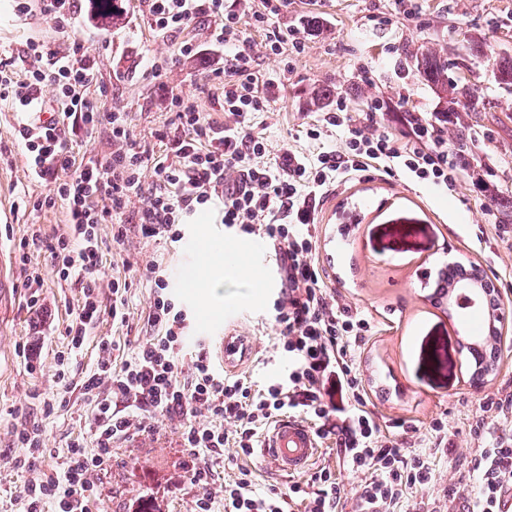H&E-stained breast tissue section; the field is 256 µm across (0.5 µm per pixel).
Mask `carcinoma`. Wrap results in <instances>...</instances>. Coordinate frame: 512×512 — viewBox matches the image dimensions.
<instances>
[{
    "label": "carcinoma",
    "instance_id": "1",
    "mask_svg": "<svg viewBox=\"0 0 512 512\" xmlns=\"http://www.w3.org/2000/svg\"><path fill=\"white\" fill-rule=\"evenodd\" d=\"M100 16L112 21L116 27L123 23L124 8L121 0H98ZM416 70L424 81L437 91L449 112H476L480 105L477 89L463 82L448 79V60L439 52L428 49L415 54ZM496 80L512 84V57L506 55L496 63Z\"/></svg>",
    "mask_w": 512,
    "mask_h": 512
}]
</instances>
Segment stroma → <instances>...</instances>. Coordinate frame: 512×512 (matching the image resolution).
I'll return each instance as SVG.
<instances>
[{"mask_svg": "<svg viewBox=\"0 0 512 512\" xmlns=\"http://www.w3.org/2000/svg\"><path fill=\"white\" fill-rule=\"evenodd\" d=\"M381 16L386 24H378ZM274 21L284 29H303L306 41L301 54L274 55L261 51V33L247 32L260 49L256 83L276 95L271 111L253 118V128L265 134L271 154L285 147L309 155L318 152L319 141L306 136L317 117L308 101L324 90L331 98H343L357 123L372 98L386 103L383 124L392 130L400 128L406 112L435 116L442 109L438 95L419 76L412 59L423 46L447 56L451 78L477 85L482 92V111L462 113L460 126L448 129L449 144L460 147L467 162L456 191L413 184L400 171L390 177L369 172L359 181L332 188L318 208L316 259L329 287L340 299L366 310L378 325L360 359L371 409L381 424L402 422L422 436L434 420L448 424L455 451L436 459V485L418 494L422 512L436 505L444 510L449 497L475 487L472 427L480 403L512 387L510 356L484 388H470L458 333L461 317L447 306L432 304L439 274L459 262L480 265L512 307V87L498 84L494 76L497 58L512 55V0H420L412 16L396 11L394 0H331L327 5L322 0H288ZM76 35L99 57L107 106L128 113L138 140H152L168 118L173 90L195 95L203 112L223 119L217 92L205 81L212 56L175 58L173 39L153 33L140 0H129L121 27L84 24ZM30 37L60 50L72 38L45 18L13 17L7 0H0V44L18 54ZM154 56L174 60L160 80L142 67ZM21 118L11 107H0V249L8 253L30 226L40 227L46 237L65 228L64 208H33L48 188L28 176L25 149L17 136ZM481 181L486 191L478 190ZM489 208L498 226L486 224ZM194 229V224L185 225L183 240L172 245L145 242L134 231L118 244L111 225H99L103 282L120 278L130 285L127 321L113 324L108 313L112 295L103 291V312L70 362L73 379L96 364L100 339L125 344L130 351L145 341L153 285L143 271L156 259L168 267V289L186 309L192 333L246 337L252 352L236 364V372L259 380L282 374L285 361L273 346L277 329L272 304L279 278L272 254L255 252L256 238L241 229L209 225L210 233L222 235L242 264L267 282L255 288L247 280L226 279L223 304L210 307L204 289L185 280L200 249ZM29 267L43 278L39 307L28 306L26 290L19 285L0 304V512L25 508L22 490L30 475L12 464L14 428L39 424L47 450L39 468L47 473L59 467L68 444L92 436L88 400L77 390L62 397L54 377V356L68 346L70 312L82 293L51 273L45 251H31ZM179 431V419H162L153 432L116 444L111 461L96 478L90 512H134L147 499L155 512H193L200 491L192 480L197 462L182 448Z\"/></svg>", "mask_w": 512, "mask_h": 512, "instance_id": "1", "label": "stroma"}]
</instances>
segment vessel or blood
Here are the masks:
<instances>
[{
    "instance_id": "1",
    "label": "vessel or blood",
    "mask_w": 512,
    "mask_h": 512,
    "mask_svg": "<svg viewBox=\"0 0 512 512\" xmlns=\"http://www.w3.org/2000/svg\"><path fill=\"white\" fill-rule=\"evenodd\" d=\"M318 441L311 428L295 418H281L261 439V454L281 471L297 474L312 462Z\"/></svg>"
}]
</instances>
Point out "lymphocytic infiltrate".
I'll return each instance as SVG.
<instances>
[{"mask_svg":"<svg viewBox=\"0 0 512 512\" xmlns=\"http://www.w3.org/2000/svg\"><path fill=\"white\" fill-rule=\"evenodd\" d=\"M10 2L16 17L37 13L63 32L74 29L81 14L79 0ZM287 2L263 0L257 10L252 0H141L149 26L174 40L177 56L193 58L209 48L223 54L209 76L222 88L223 120L200 111L193 97L174 93L168 103L172 118L151 143L135 139L127 113L104 109L93 96L101 85L99 62L83 41L59 50L32 40L22 55L0 52V103L22 113L18 135L28 174L51 188L33 208L60 203L66 211L64 233L45 238L32 230L17 243L15 257L24 266L30 248L44 249L58 279L80 284L82 302L67 328L72 351L82 348L101 313L98 227L111 225L113 241L121 242L127 235L124 211L137 195L142 239L180 242L185 218L213 207L226 227H241L266 243L280 280L273 302L277 347L288 361L281 377L259 385L245 374L217 371L205 344L187 352L186 315L167 291V268L151 261L145 267L154 285L150 338L121 360L120 343L100 340L98 363L82 379L93 405V448L74 441L59 469L47 474L37 469L43 456L39 430L15 434L14 465L32 474L24 490L26 512H88L94 477L111 459L113 444L150 430L159 417L182 420L181 443L202 463L193 473L202 487L195 512H286L290 501L303 505L304 512H342L341 469L364 477L356 512H418L417 493L436 484L434 459L450 453L447 424H430L431 453L399 448L369 409L360 377L372 318L331 294L314 255L321 197L340 175L400 170L414 183L453 189L466 168L448 145V126L456 118L410 112L402 129L392 131L376 119L381 100L371 101L359 126L339 103L320 121L322 127L347 128L344 149L326 147L311 157L285 148L269 156L250 120L269 110L272 97L255 83L257 55L241 21L249 19L263 31L267 51L281 53L287 43L303 51L300 30L271 22ZM197 24L203 25L204 38L190 35ZM94 133L105 136L107 152L76 157L74 142ZM334 380L348 397L341 410L323 396L326 383ZM481 410L474 428L481 437L475 450L477 485L464 497L461 512H499L502 497L512 492V431L506 428L512 392L487 400ZM286 415L307 423L318 439L333 440L338 469L320 468L284 494L257 488L251 470L242 466L221 491H212L204 462L223 459L229 446L239 455H253L259 431Z\"/></svg>","mask_w":512,"mask_h":512,"instance_id":"obj_1","label":"lymphocytic infiltrate"}]
</instances>
